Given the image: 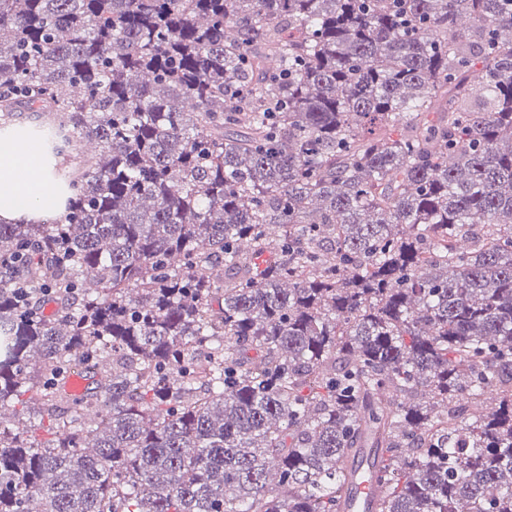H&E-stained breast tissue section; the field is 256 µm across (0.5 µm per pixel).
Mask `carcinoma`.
Returning <instances> with one entry per match:
<instances>
[{"label": "carcinoma", "mask_w": 512, "mask_h": 512, "mask_svg": "<svg viewBox=\"0 0 512 512\" xmlns=\"http://www.w3.org/2000/svg\"><path fill=\"white\" fill-rule=\"evenodd\" d=\"M0 130V512H512V0H0ZM52 179L39 164L31 145L21 139H0V219H50ZM376 470V461L370 454H365L353 468L341 505L345 512H372L375 510L377 487L374 475Z\"/></svg>", "instance_id": "1"}]
</instances>
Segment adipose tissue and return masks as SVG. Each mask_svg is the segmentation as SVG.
<instances>
[{
    "label": "adipose tissue",
    "mask_w": 512,
    "mask_h": 512,
    "mask_svg": "<svg viewBox=\"0 0 512 512\" xmlns=\"http://www.w3.org/2000/svg\"><path fill=\"white\" fill-rule=\"evenodd\" d=\"M51 185L49 172L28 142L0 139V220L51 218Z\"/></svg>",
    "instance_id": "adipose-tissue-1"
}]
</instances>
